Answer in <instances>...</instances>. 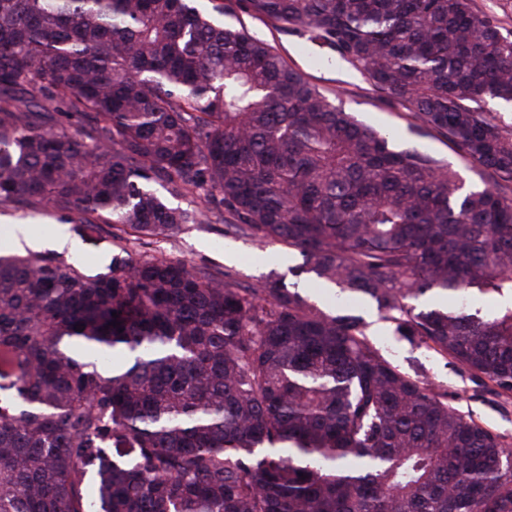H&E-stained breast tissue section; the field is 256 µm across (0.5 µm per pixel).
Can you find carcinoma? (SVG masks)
<instances>
[{"label":"carcinoma","instance_id":"obj_1","mask_svg":"<svg viewBox=\"0 0 512 512\" xmlns=\"http://www.w3.org/2000/svg\"><path fill=\"white\" fill-rule=\"evenodd\" d=\"M197 2L0 0V205L141 240L216 203L512 393V130L484 110L512 103V37L474 0ZM237 11L362 69L486 186L336 108ZM0 512H512V453L274 273L7 254Z\"/></svg>","mask_w":512,"mask_h":512}]
</instances>
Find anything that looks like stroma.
<instances>
[{"mask_svg": "<svg viewBox=\"0 0 512 512\" xmlns=\"http://www.w3.org/2000/svg\"><path fill=\"white\" fill-rule=\"evenodd\" d=\"M225 24H245L254 37L274 46L288 64L301 70L333 101L336 107L376 131L390 134L399 147H410L449 163L461 176L464 189H480L484 183L476 168L438 137L420 133L406 108L384 104L367 77L343 60H330L326 46L310 41L297 31L276 30L253 18L228 15ZM25 223L40 240L67 233L77 241V251L60 249L63 258L76 259L87 271H105L117 247L111 228H104L94 241L78 240L71 225L51 214H31L29 209L0 208V251H14L12 235L16 224ZM141 254L157 258H181L193 265L232 273L243 286H258L269 273L283 276L308 303L328 313L342 312L360 317L366 332L380 352L400 369L447 392L449 405L471 415L478 423L499 434L512 448V394H497L493 384L454 359L440 355L426 345L410 341L381 319L375 304L367 298L342 293L332 284L316 282L314 274L302 272V256L288 247L261 244L247 237L225 233L219 220L207 224H186L176 234L150 239L140 246Z\"/></svg>", "mask_w": 512, "mask_h": 512, "instance_id": "obj_1", "label": "stroma"}]
</instances>
